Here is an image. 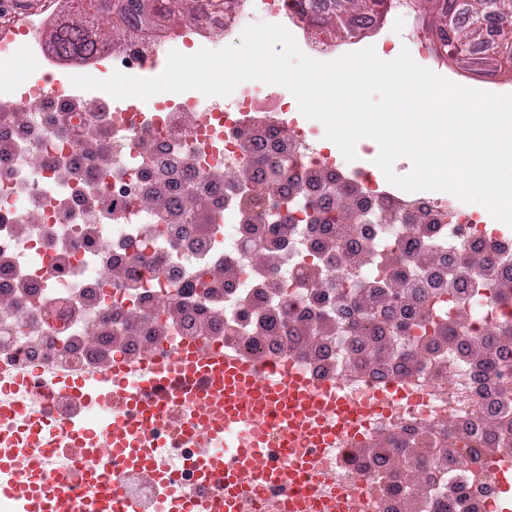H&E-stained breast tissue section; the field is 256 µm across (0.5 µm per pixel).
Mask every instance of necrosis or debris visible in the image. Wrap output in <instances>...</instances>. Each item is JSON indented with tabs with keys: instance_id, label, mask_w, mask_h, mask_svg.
<instances>
[{
	"instance_id": "4bbe7bcc",
	"label": "necrosis or debris",
	"mask_w": 512,
	"mask_h": 512,
	"mask_svg": "<svg viewBox=\"0 0 512 512\" xmlns=\"http://www.w3.org/2000/svg\"><path fill=\"white\" fill-rule=\"evenodd\" d=\"M246 4L217 11L196 0L171 49L190 33L254 23ZM65 22L0 15V60L37 49L42 28ZM160 52L132 19L90 63L153 68ZM291 109L285 95L252 84L224 109L191 96L149 112L61 83L49 91L39 77L0 94V401L18 407L0 418V448L23 447L33 425L58 437L103 415L95 388L76 395L66 378L117 356L226 347L341 379L355 401L405 387L398 409L376 412L359 436L319 455L314 497L361 482L346 512H406L412 501L418 512H512L498 481L512 471V447L484 444L490 419L512 438V354L481 368L455 345H431L443 328L463 343L512 327V290L498 286L512 275V233L449 200L388 192L286 120ZM261 158L315 178L289 199V223L262 182L231 181ZM158 181L170 182L173 205L201 197L207 232L188 234L144 204ZM352 303L372 312L371 330L346 317ZM139 437L175 475L159 483L129 458L110 460L130 499L220 505V480H202L190 464L196 441L153 421L140 423Z\"/></svg>"
}]
</instances>
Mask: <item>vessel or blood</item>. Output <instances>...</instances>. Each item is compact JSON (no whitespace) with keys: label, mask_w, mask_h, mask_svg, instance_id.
<instances>
[{"label":"vessel or blood","mask_w":512,"mask_h":512,"mask_svg":"<svg viewBox=\"0 0 512 512\" xmlns=\"http://www.w3.org/2000/svg\"><path fill=\"white\" fill-rule=\"evenodd\" d=\"M185 374L204 375L208 384L195 393L196 415L179 421L177 431L202 439L194 465L205 477L223 476V512H244L246 484L283 481L293 492L295 512H308L312 494L301 488L311 469L308 449H334L364 427L372 413L371 407L348 399L340 382L314 383L279 366L260 367L231 351L181 347L163 359L112 364L96 377L97 387L109 398V411L99 461L84 474L91 487L84 512H138L110 483L105 460L134 446L127 419L131 409L149 420L165 414L163 401L143 400L138 389L165 385ZM275 440L283 450L277 466L268 461ZM48 481L55 492L47 497L41 485ZM1 496L13 501L15 512H71L67 482L21 449L0 455Z\"/></svg>","instance_id":"obj_1"}]
</instances>
